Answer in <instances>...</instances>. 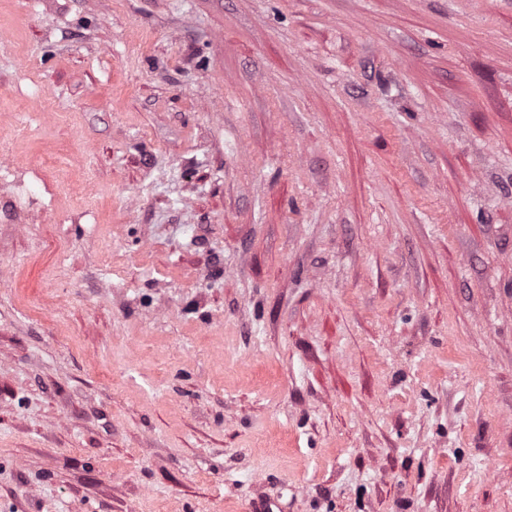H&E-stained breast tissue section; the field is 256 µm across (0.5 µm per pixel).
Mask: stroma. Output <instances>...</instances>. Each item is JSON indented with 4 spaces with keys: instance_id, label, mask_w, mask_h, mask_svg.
I'll return each instance as SVG.
<instances>
[{
    "instance_id": "stroma-1",
    "label": "stroma",
    "mask_w": 512,
    "mask_h": 512,
    "mask_svg": "<svg viewBox=\"0 0 512 512\" xmlns=\"http://www.w3.org/2000/svg\"><path fill=\"white\" fill-rule=\"evenodd\" d=\"M512 512V0H0V512Z\"/></svg>"
}]
</instances>
